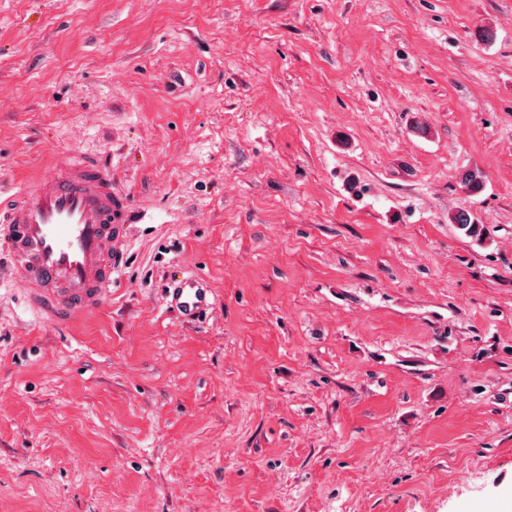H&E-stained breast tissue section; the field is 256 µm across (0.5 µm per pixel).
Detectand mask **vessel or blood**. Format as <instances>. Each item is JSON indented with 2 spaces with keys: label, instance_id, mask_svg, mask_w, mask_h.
<instances>
[{
  "label": "vessel or blood",
  "instance_id": "vessel-or-blood-1",
  "mask_svg": "<svg viewBox=\"0 0 512 512\" xmlns=\"http://www.w3.org/2000/svg\"><path fill=\"white\" fill-rule=\"evenodd\" d=\"M128 220L126 201L112 195L110 174L77 151L63 155L52 176L1 200L0 227L33 309L76 322L100 308L126 263L117 244ZM173 300L188 322L210 306L209 290L196 274L176 281Z\"/></svg>",
  "mask_w": 512,
  "mask_h": 512
}]
</instances>
